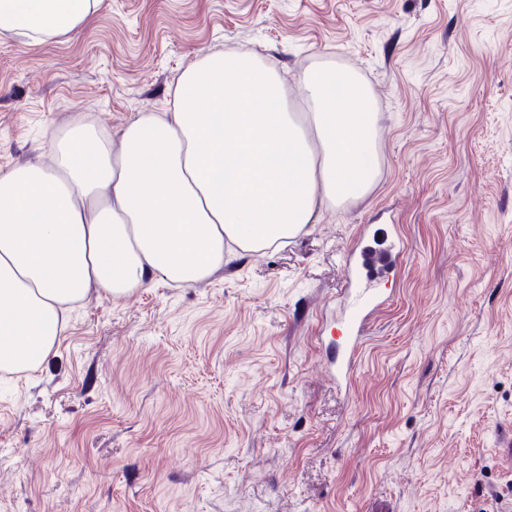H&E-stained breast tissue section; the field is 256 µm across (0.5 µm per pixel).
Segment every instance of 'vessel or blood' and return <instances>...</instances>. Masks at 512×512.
<instances>
[{"mask_svg": "<svg viewBox=\"0 0 512 512\" xmlns=\"http://www.w3.org/2000/svg\"><path fill=\"white\" fill-rule=\"evenodd\" d=\"M361 240L359 251L343 258L346 304L338 319L342 335L336 341L329 367L330 377L341 387L353 377L366 324L384 302L382 292L373 283L388 276L404 256V242L400 237H393L383 248L375 246L369 233H362Z\"/></svg>", "mask_w": 512, "mask_h": 512, "instance_id": "obj_1", "label": "vessel or blood"}]
</instances>
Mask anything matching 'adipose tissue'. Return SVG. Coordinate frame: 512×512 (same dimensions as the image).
<instances>
[{"mask_svg":"<svg viewBox=\"0 0 512 512\" xmlns=\"http://www.w3.org/2000/svg\"><path fill=\"white\" fill-rule=\"evenodd\" d=\"M102 0H0V42L63 35ZM282 80L247 53L184 72L169 115L108 136L92 123L53 138L43 161L0 173V370H37L72 304L162 281L190 286L224 266L226 245L266 251L309 231L318 209L365 195L375 112L335 68Z\"/></svg>","mask_w":512,"mask_h":512,"instance_id":"obj_1","label":"adipose tissue"}]
</instances>
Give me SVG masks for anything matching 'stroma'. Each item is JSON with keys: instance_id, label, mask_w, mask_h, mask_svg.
I'll return each mask as SVG.
<instances>
[{"instance_id": "35a3bbf8", "label": "stroma", "mask_w": 512, "mask_h": 512, "mask_svg": "<svg viewBox=\"0 0 512 512\" xmlns=\"http://www.w3.org/2000/svg\"><path fill=\"white\" fill-rule=\"evenodd\" d=\"M372 97L377 176L310 231L183 288L89 294L36 371H0V512H505L512 507V0H103L0 44V171L73 116L171 107L215 52ZM405 255L349 389L326 373L342 258Z\"/></svg>"}]
</instances>
